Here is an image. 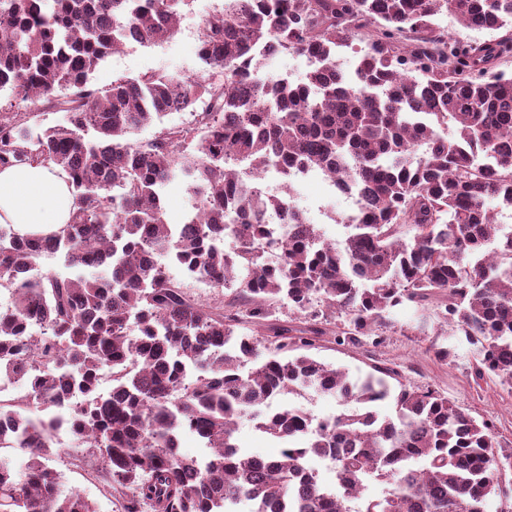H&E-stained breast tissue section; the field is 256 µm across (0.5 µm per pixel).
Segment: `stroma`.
Segmentation results:
<instances>
[{"label": "stroma", "mask_w": 512, "mask_h": 512, "mask_svg": "<svg viewBox=\"0 0 512 512\" xmlns=\"http://www.w3.org/2000/svg\"><path fill=\"white\" fill-rule=\"evenodd\" d=\"M224 0H190L181 9L184 30L178 31L165 46L127 45L117 55L106 58L93 75L95 86L108 85L116 78H135L147 72L193 78L204 66L196 55V45L203 19L220 8ZM295 201L311 223L323 228L329 239L343 240L344 225L338 216L347 214L350 204L343 196L327 197L321 183L294 185ZM395 325L387 332L386 342L377 349L365 345H339L331 337L316 342L311 354L316 359L348 369L354 376L370 372L376 366L394 368L400 380L413 386H432L456 406L477 419H486L495 426L503 448H512V393L497 379L477 377L465 344L441 323L436 315L422 317L415 308H398ZM453 345L457 357L449 363L440 362L434 350ZM71 443H57L50 463L63 476L64 489H78L95 502L97 512H122L114 498L105 495L99 481L93 480L89 469L75 460Z\"/></svg>", "instance_id": "stroma-1"}]
</instances>
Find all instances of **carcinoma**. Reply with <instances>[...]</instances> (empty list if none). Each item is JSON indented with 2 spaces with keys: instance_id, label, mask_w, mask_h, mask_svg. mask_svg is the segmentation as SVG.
Segmentation results:
<instances>
[{
  "instance_id": "obj_1",
  "label": "carcinoma",
  "mask_w": 512,
  "mask_h": 512,
  "mask_svg": "<svg viewBox=\"0 0 512 512\" xmlns=\"http://www.w3.org/2000/svg\"><path fill=\"white\" fill-rule=\"evenodd\" d=\"M183 2L0 0L11 22L0 90L27 102L0 111V166L53 163L75 200L50 234L0 224V287L12 292L0 308V378L29 391L24 403L0 401V448L27 455L19 470L0 459V512H96L80 491L62 492L48 464L62 425L96 451V477L124 512H487L490 499L511 497L512 453L488 422L428 386L394 387L392 368L354 379L303 350L324 336L378 348L398 307L435 306L471 347L476 376L512 390V236L496 223L512 207V77L498 69L512 42L450 54L436 24L447 15L495 31L512 23V0H224L199 31L208 75L92 84L116 37L149 46L174 36L167 19ZM368 25L375 34L349 77L338 55ZM282 53L318 66L297 82L263 74ZM43 101L64 123L31 126ZM175 105L188 122L128 142ZM277 166L285 177L329 172L357 194L359 211L340 219L342 246L292 204V183L254 190ZM175 182L201 216L188 226L164 217ZM272 210L286 215L278 236L264 224ZM46 257L73 273L30 277ZM167 261L233 290L232 301L196 300L160 270ZM284 301L282 321L271 308ZM36 319L49 335H29ZM245 319L264 340L236 333ZM311 388L345 410L328 421L261 411ZM388 399L382 416L374 406ZM248 413L280 442L277 456L240 450ZM183 432L208 453L180 454ZM319 456L336 461L332 498L302 465ZM368 470L388 484L379 497L362 486Z\"/></svg>"
}]
</instances>
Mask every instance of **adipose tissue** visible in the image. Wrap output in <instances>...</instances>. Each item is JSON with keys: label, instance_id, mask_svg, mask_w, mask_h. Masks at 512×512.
Masks as SVG:
<instances>
[{"label": "adipose tissue", "instance_id": "adipose-tissue-1", "mask_svg": "<svg viewBox=\"0 0 512 512\" xmlns=\"http://www.w3.org/2000/svg\"><path fill=\"white\" fill-rule=\"evenodd\" d=\"M73 209L68 176L60 168L34 163L0 169V224L22 233L52 230L68 223Z\"/></svg>", "mask_w": 512, "mask_h": 512}]
</instances>
